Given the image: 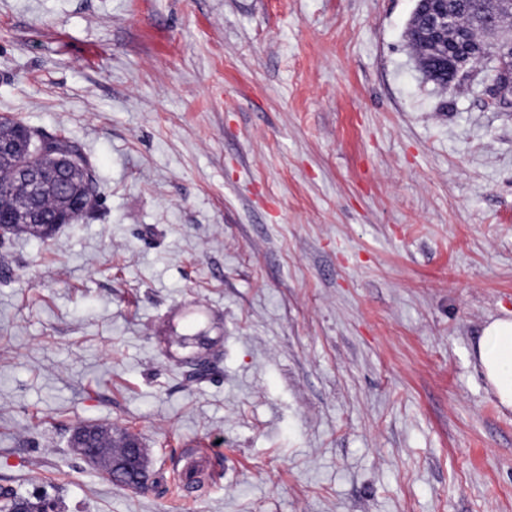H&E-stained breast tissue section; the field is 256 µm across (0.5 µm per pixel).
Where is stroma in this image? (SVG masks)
Masks as SVG:
<instances>
[{
  "label": "stroma",
  "mask_w": 512,
  "mask_h": 512,
  "mask_svg": "<svg viewBox=\"0 0 512 512\" xmlns=\"http://www.w3.org/2000/svg\"><path fill=\"white\" fill-rule=\"evenodd\" d=\"M416 0H0V117L94 213L0 266V490L65 512H512V109L439 88ZM179 336L207 337L188 376ZM137 435L106 479L85 423ZM212 454L202 493L174 465ZM476 356L500 405L512 409V318H496L484 327ZM90 430L88 435L96 437L98 439L99 447L94 448L87 444L83 438L73 435L72 442L77 439L73 448H76L77 453L90 465L97 466L99 448H105L106 454H112L114 458H120L125 455L127 448H132V453L126 458L118 461L112 460L111 469L113 477L116 479H122L125 475V471H129L132 468L139 469L141 467V454L140 445L135 437L127 440L126 448L123 447L125 439L128 437L125 433L120 435L118 438L112 439L111 426H105L99 423L88 424Z\"/></svg>",
  "instance_id": "stroma-1"
}]
</instances>
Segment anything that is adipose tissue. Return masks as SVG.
Here are the masks:
<instances>
[{"label": "adipose tissue", "instance_id": "ef3b65f1", "mask_svg": "<svg viewBox=\"0 0 512 512\" xmlns=\"http://www.w3.org/2000/svg\"><path fill=\"white\" fill-rule=\"evenodd\" d=\"M477 360L500 405L512 409V318H496L484 327Z\"/></svg>", "mask_w": 512, "mask_h": 512}]
</instances>
